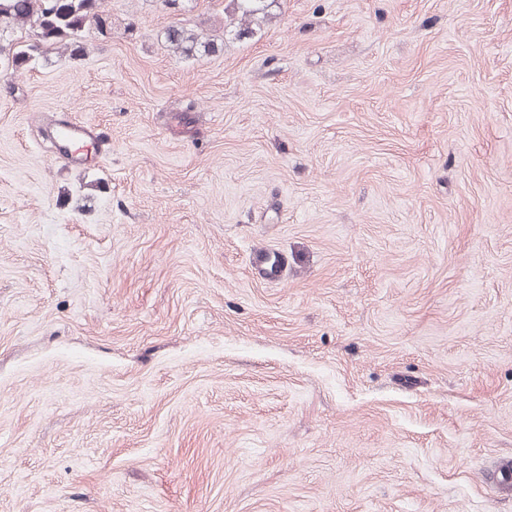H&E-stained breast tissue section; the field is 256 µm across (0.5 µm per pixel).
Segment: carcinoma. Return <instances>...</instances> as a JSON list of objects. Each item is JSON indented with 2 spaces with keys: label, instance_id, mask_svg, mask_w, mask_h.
I'll list each match as a JSON object with an SVG mask.
<instances>
[{
  "label": "carcinoma",
  "instance_id": "carcinoma-1",
  "mask_svg": "<svg viewBox=\"0 0 512 512\" xmlns=\"http://www.w3.org/2000/svg\"><path fill=\"white\" fill-rule=\"evenodd\" d=\"M280 0H229L231 14L238 16L234 36L241 39L252 33V25L270 20ZM99 0H0V31L30 25L36 41L17 45L12 51L15 70L33 68L41 56L64 46L79 43L85 30L96 22ZM167 41L174 50L192 56L206 53L214 44L203 41L182 26L167 31Z\"/></svg>",
  "mask_w": 512,
  "mask_h": 512
}]
</instances>
